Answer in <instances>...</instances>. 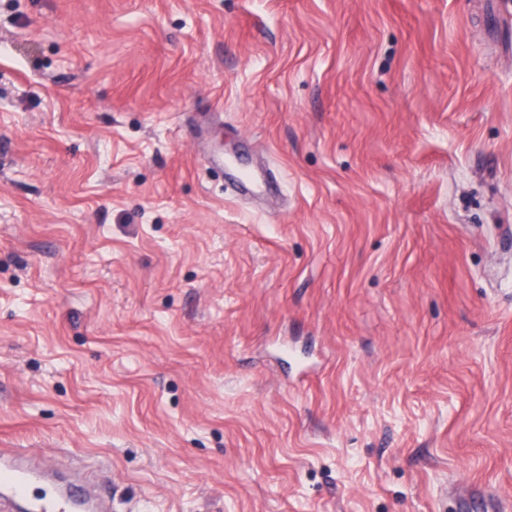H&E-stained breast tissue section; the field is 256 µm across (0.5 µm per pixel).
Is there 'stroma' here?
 Instances as JSON below:
<instances>
[{"instance_id":"35a3bbf8","label":"stroma","mask_w":512,"mask_h":512,"mask_svg":"<svg viewBox=\"0 0 512 512\" xmlns=\"http://www.w3.org/2000/svg\"><path fill=\"white\" fill-rule=\"evenodd\" d=\"M0 448L115 512H512V0H0Z\"/></svg>"}]
</instances>
